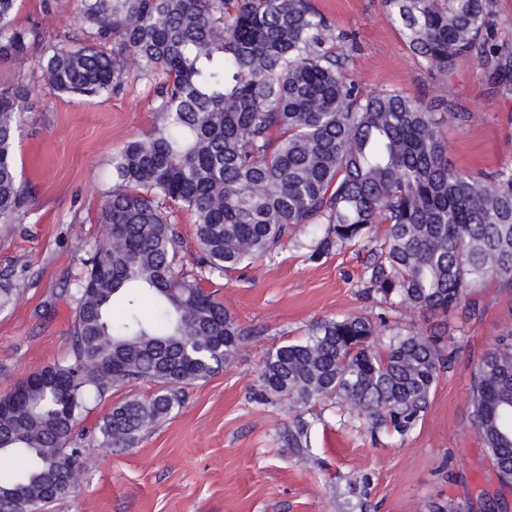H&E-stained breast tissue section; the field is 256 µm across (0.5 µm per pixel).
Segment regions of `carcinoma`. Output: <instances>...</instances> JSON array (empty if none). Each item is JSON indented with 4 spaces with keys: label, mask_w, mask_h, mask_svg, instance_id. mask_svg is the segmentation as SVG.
<instances>
[{
    "label": "carcinoma",
    "mask_w": 512,
    "mask_h": 512,
    "mask_svg": "<svg viewBox=\"0 0 512 512\" xmlns=\"http://www.w3.org/2000/svg\"><path fill=\"white\" fill-rule=\"evenodd\" d=\"M18 0H0V60L37 70L58 93H118L132 58L156 80L158 126L112 156L102 218L109 231L74 280L77 304L66 357L20 392L0 397V456L22 464L0 481V512L42 509L81 449L73 430L114 385L158 390L104 416L102 444L127 448L183 402L181 386L230 364L245 336L197 275L178 270L174 209L197 216L196 267L228 276L294 247L318 261L352 242L370 249L366 294L426 313L480 318L487 288H512V169H455L431 107L395 91L365 95L331 49L327 18L309 0H75L80 35L43 44L39 26L14 23ZM412 52L451 76L498 47L490 0H383ZM36 111L34 82L0 84V224L27 214L31 189L16 144ZM388 331L384 343L376 341ZM456 338L364 315L324 319L263 361L255 399L289 407L327 399L362 415L371 432L410 433L424 416ZM469 418L512 488V329L475 364ZM506 512L505 493L482 497Z\"/></svg>",
    "instance_id": "obj_1"
}]
</instances>
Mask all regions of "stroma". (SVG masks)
<instances>
[{"mask_svg":"<svg viewBox=\"0 0 512 512\" xmlns=\"http://www.w3.org/2000/svg\"><path fill=\"white\" fill-rule=\"evenodd\" d=\"M336 31L351 34L349 76L363 92L396 90L435 104L449 161L479 174L512 168V91L474 59L452 78L432 72L410 50L382 0H310ZM15 22L38 24L46 40L78 26L74 0L44 14L41 0H19ZM454 96L458 121L437 102ZM39 110L16 150L17 169L32 190L31 208L16 224H0V287L13 288L0 309V396L68 351L73 278L105 234L101 213L112 186L110 160L158 124L152 82L129 75L121 93L77 100L35 84ZM369 243H352L319 261L291 248L259 259L201 287L245 333L228 368L184 386V402L144 430L128 448L96 438L104 415L123 401L153 394V382L113 386L77 424L80 488L54 512H416L443 500L456 512H479L480 492L499 487L468 416L474 364L512 328V290L489 289L480 319L470 323L451 369L440 374L429 407L407 436L371 435L357 412L331 403L292 411L287 401L252 398L272 349L302 339L323 319L386 315L394 326L428 335L443 317L398 308L383 312L365 299ZM309 428L300 447L288 443L297 419Z\"/></svg>","mask_w":512,"mask_h":512,"instance_id":"stroma-1","label":"stroma"}]
</instances>
